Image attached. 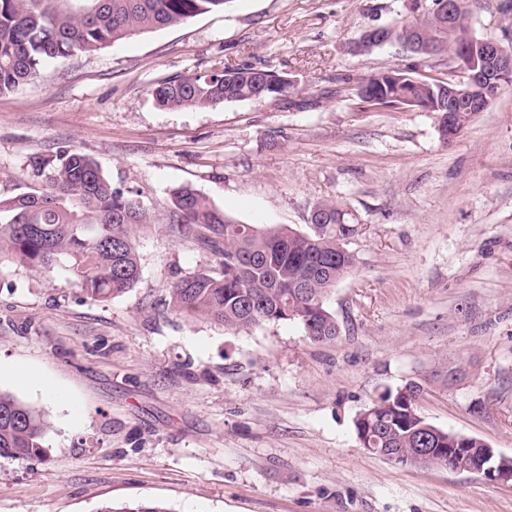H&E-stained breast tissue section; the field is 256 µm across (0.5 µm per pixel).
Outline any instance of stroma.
<instances>
[{
    "label": "stroma",
    "mask_w": 512,
    "mask_h": 512,
    "mask_svg": "<svg viewBox=\"0 0 512 512\" xmlns=\"http://www.w3.org/2000/svg\"><path fill=\"white\" fill-rule=\"evenodd\" d=\"M414 18L408 0H231L0 95V199L43 188L35 157L74 149L150 215L134 234L140 279L110 301L58 269L0 266V366L56 390L0 378L48 421L38 457L0 459V512H512L511 482L385 460L353 426L385 387L416 381L430 423L512 458V86L448 144L435 113L338 93L348 75L447 72L448 55L352 52L368 27ZM241 63L290 77L287 97L152 98L160 81ZM181 185L260 228L308 233L319 202L347 204L356 266L330 298L333 341L168 309L177 278L220 269L172 221ZM457 361L465 376L443 382Z\"/></svg>",
    "instance_id": "35a3bbf8"
}]
</instances>
